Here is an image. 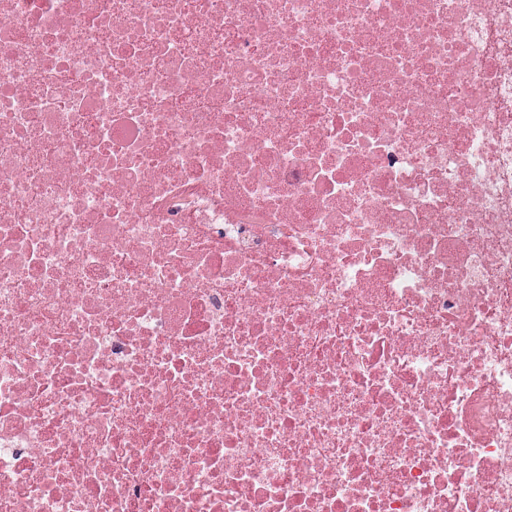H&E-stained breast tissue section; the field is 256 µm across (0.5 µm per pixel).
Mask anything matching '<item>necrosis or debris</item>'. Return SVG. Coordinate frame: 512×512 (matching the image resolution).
Listing matches in <instances>:
<instances>
[{
    "label": "necrosis or debris",
    "mask_w": 512,
    "mask_h": 512,
    "mask_svg": "<svg viewBox=\"0 0 512 512\" xmlns=\"http://www.w3.org/2000/svg\"><path fill=\"white\" fill-rule=\"evenodd\" d=\"M0 512H512V0H0Z\"/></svg>",
    "instance_id": "obj_1"
}]
</instances>
